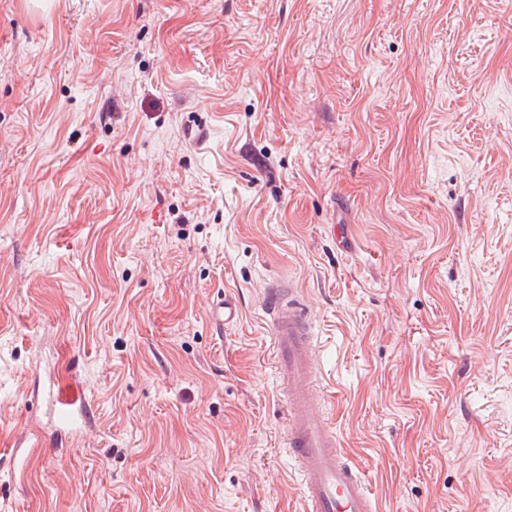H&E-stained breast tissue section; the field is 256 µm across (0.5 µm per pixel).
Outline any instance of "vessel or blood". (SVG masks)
Returning a JSON list of instances; mask_svg holds the SVG:
<instances>
[{"label":"vessel or blood","mask_w":512,"mask_h":512,"mask_svg":"<svg viewBox=\"0 0 512 512\" xmlns=\"http://www.w3.org/2000/svg\"><path fill=\"white\" fill-rule=\"evenodd\" d=\"M263 320L275 344V371L286 393V448L299 474L307 512H378L366 478L348 463L322 411L318 388L319 352L309 310L291 281L276 278L261 301ZM61 423L88 407L77 391L55 398Z\"/></svg>","instance_id":"1"}]
</instances>
